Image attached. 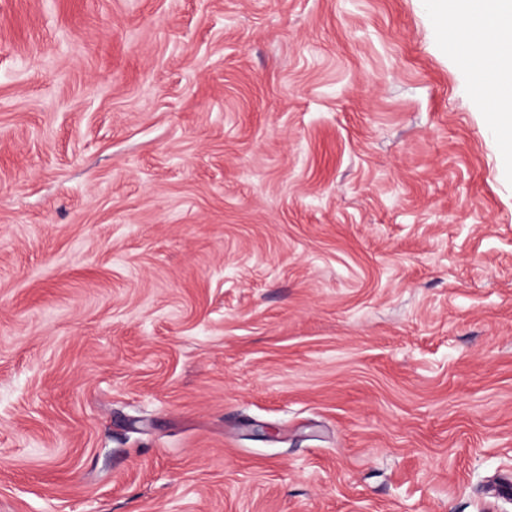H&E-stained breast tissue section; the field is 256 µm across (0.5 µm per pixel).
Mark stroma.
<instances>
[{
  "instance_id": "stroma-1",
  "label": "stroma",
  "mask_w": 512,
  "mask_h": 512,
  "mask_svg": "<svg viewBox=\"0 0 512 512\" xmlns=\"http://www.w3.org/2000/svg\"><path fill=\"white\" fill-rule=\"evenodd\" d=\"M0 512H512V156L427 0H0Z\"/></svg>"
}]
</instances>
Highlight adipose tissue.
Returning a JSON list of instances; mask_svg holds the SVG:
<instances>
[{
    "instance_id": "ef3b65f1",
    "label": "adipose tissue",
    "mask_w": 512,
    "mask_h": 512,
    "mask_svg": "<svg viewBox=\"0 0 512 512\" xmlns=\"http://www.w3.org/2000/svg\"><path fill=\"white\" fill-rule=\"evenodd\" d=\"M439 16L454 36L473 70H482L488 62L496 68L491 80L502 92L491 99L492 110L488 118L494 129L512 132V95H505V88H512V55L503 54V46L512 44V0H498L497 4L484 6L477 0H434ZM480 22L489 32L483 40L474 39L471 25Z\"/></svg>"
}]
</instances>
